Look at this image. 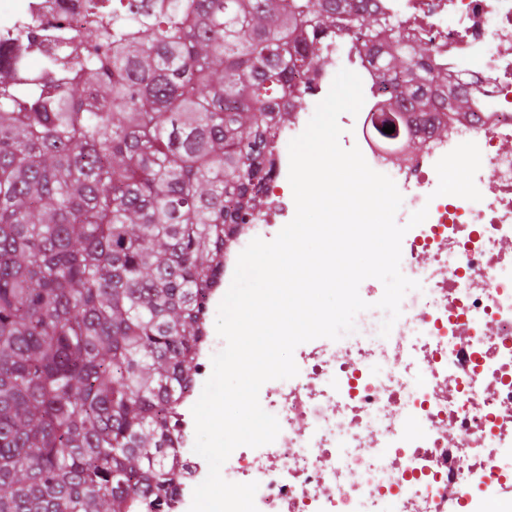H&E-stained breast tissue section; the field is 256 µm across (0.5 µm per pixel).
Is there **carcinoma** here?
<instances>
[{
    "label": "carcinoma",
    "mask_w": 512,
    "mask_h": 512,
    "mask_svg": "<svg viewBox=\"0 0 512 512\" xmlns=\"http://www.w3.org/2000/svg\"><path fill=\"white\" fill-rule=\"evenodd\" d=\"M349 32L386 110L432 111L448 69L350 0H112L38 73L0 50V512H159L272 107Z\"/></svg>",
    "instance_id": "carcinoma-1"
}]
</instances>
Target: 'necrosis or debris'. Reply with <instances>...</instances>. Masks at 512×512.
<instances>
[{"label": "necrosis or debris", "mask_w": 512, "mask_h": 512, "mask_svg": "<svg viewBox=\"0 0 512 512\" xmlns=\"http://www.w3.org/2000/svg\"><path fill=\"white\" fill-rule=\"evenodd\" d=\"M399 22L407 43L432 50L447 65L455 92L471 95L467 117L445 108L408 115L402 133L383 136L377 63L354 38L328 36L331 70L294 77L318 94L336 70L356 72L365 102L341 114L339 142L359 148L403 197L395 215L406 227L400 270L422 286L406 293L389 336L373 307L339 343L315 340L294 351L297 376L264 386L262 408L280 432L274 442L235 449L222 470L257 483L258 512H512V0H360ZM86 27V0H28L0 22V38L46 58L66 33L56 20ZM39 27V41L27 40ZM287 126L273 140L274 191L287 165L285 149L306 128L292 98ZM482 155L475 184L482 198L436 195V162L460 143ZM428 216L409 226L413 212ZM287 206L275 201L224 242V276L254 238L276 237ZM194 393L172 418L175 481L163 512H189L208 466L193 450Z\"/></svg>", "instance_id": "obj_1"}]
</instances>
